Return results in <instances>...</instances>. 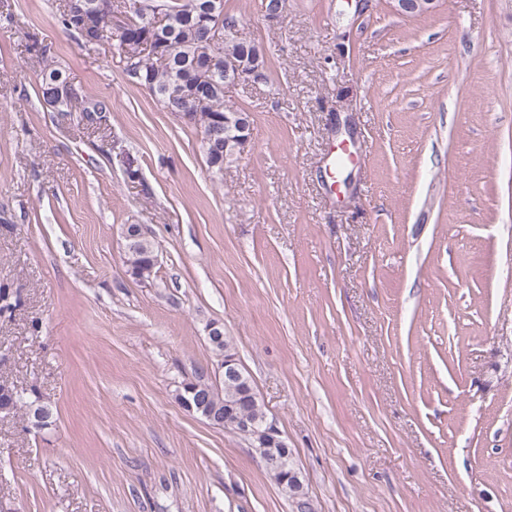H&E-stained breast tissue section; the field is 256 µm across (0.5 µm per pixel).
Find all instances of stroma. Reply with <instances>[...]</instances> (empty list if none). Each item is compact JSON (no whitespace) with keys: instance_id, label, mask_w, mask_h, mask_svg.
Returning a JSON list of instances; mask_svg holds the SVG:
<instances>
[{"instance_id":"35a3bbf8","label":"stroma","mask_w":512,"mask_h":512,"mask_svg":"<svg viewBox=\"0 0 512 512\" xmlns=\"http://www.w3.org/2000/svg\"><path fill=\"white\" fill-rule=\"evenodd\" d=\"M58 7L0 0V286L19 301L0 380L55 418L0 417V499L291 512L245 438L176 399L217 380L216 323L317 512H512V0H286L274 22L224 0L267 67L224 89L252 125L219 178L200 130ZM44 53L69 111L39 98ZM127 224L157 245L152 280L128 271Z\"/></svg>"}]
</instances>
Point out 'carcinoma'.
<instances>
[{"label":"carcinoma","instance_id":"obj_1","mask_svg":"<svg viewBox=\"0 0 512 512\" xmlns=\"http://www.w3.org/2000/svg\"><path fill=\"white\" fill-rule=\"evenodd\" d=\"M140 11L149 15L158 7L165 9L167 16L168 38L172 46V63L166 66L158 64L151 53H143L136 45H131L104 22L93 25L80 24L68 19L60 12V23L65 31L76 35L82 44L94 49L105 43L123 54L126 75L138 86H148V91L156 101L166 96L170 88L178 86L182 95L170 102L173 112L207 111L214 118V130L210 144L203 147L207 163L215 177L222 176L224 163L234 160L240 154L238 139L241 136L240 125H251L250 114L224 104V71H218L214 87L198 94V84L193 70L196 53L205 40L207 26L199 21L197 7L203 0H138ZM221 52L225 56L245 57L258 68V77H264L265 49L254 42H243L235 37H227L222 43ZM67 83L62 70L56 62L42 57L40 91L43 101L52 104L55 88ZM157 247L153 240L145 237L135 241L126 250V262L131 275L147 281L155 273L156 263L153 256ZM193 387H203L208 391L210 403L224 407L228 401H238L236 417L246 418L257 423L266 417L263 400L255 390L251 378L237 383L222 379L217 384H208L197 378L190 381Z\"/></svg>","mask_w":512,"mask_h":512}]
</instances>
